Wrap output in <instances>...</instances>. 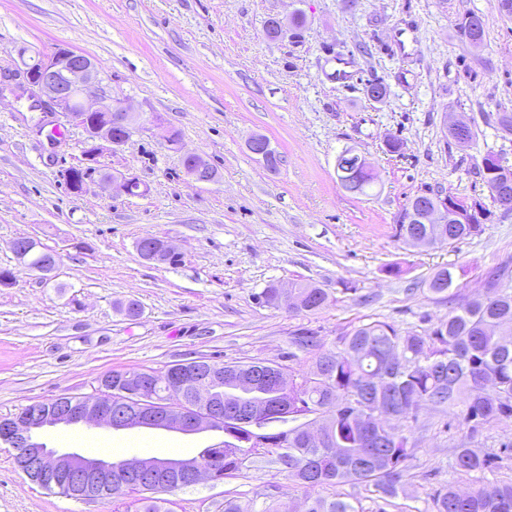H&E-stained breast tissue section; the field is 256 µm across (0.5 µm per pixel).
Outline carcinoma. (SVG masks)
<instances>
[{
	"label": "carcinoma",
	"mask_w": 512,
	"mask_h": 512,
	"mask_svg": "<svg viewBox=\"0 0 512 512\" xmlns=\"http://www.w3.org/2000/svg\"><path fill=\"white\" fill-rule=\"evenodd\" d=\"M461 28L467 37L484 40L481 19L470 15ZM336 172L344 187L364 193L375 177L364 159L352 149L342 150ZM492 200L512 198V170L491 178ZM430 231L435 243L450 244L483 232L481 224H464L454 213L448 223ZM509 268L504 265L488 278L489 294L469 300L448 311V317L419 332H401L393 325L371 321L353 326L336 342L320 351L317 337L301 331L291 340L297 350L311 356L307 371L296 370L299 382L288 387V417L296 425L273 435L270 446L251 443L244 429L234 434L224 425V445L206 454L224 461L219 477H233L249 468L256 458L279 464L306 492L302 512H364L357 500L339 493L324 497L317 490L344 485L362 486L382 501L377 512L399 496L406 484V461L416 440L402 420L429 408L438 413L456 412L468 426V440L453 449L451 468L457 475L493 474L503 459L512 455V445L493 453L469 446L484 425L512 418V289L502 283ZM453 285L452 272L444 267L427 281L428 291L446 294ZM294 306L289 313L315 314L329 299L325 289L313 282L297 283ZM145 370L113 371L103 377L112 387L126 389ZM316 426L321 438H310L308 427ZM173 487L159 484L145 492L136 486H115L107 497L117 507L138 504L136 512H170L167 500L158 497ZM432 512H512V481H487L478 489L462 492L456 483L436 488L430 494ZM224 512H283L269 502L257 511L254 503L235 496L224 498Z\"/></svg>",
	"instance_id": "obj_1"
}]
</instances>
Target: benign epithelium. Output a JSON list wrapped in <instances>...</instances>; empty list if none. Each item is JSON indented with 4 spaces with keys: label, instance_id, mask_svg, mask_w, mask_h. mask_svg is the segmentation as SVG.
<instances>
[{
    "label": "benign epithelium",
    "instance_id": "7a95c632",
    "mask_svg": "<svg viewBox=\"0 0 512 512\" xmlns=\"http://www.w3.org/2000/svg\"><path fill=\"white\" fill-rule=\"evenodd\" d=\"M22 93L32 107L49 117L65 115L83 128L82 165L94 167L108 147H119L129 139L112 137V128L133 130L134 113L99 90V72L95 61L72 48L58 47L39 59L38 66L25 71ZM187 174L195 183H210L209 165L197 157L190 161ZM119 194H130L137 178L125 174L104 177ZM475 217L485 222L490 213L481 201L443 196L421 205L419 220L424 224H443L448 212ZM288 369L276 364L265 372L251 369L222 374V365L212 362H188L182 369H170L160 377L146 376L134 388L117 392L99 383L97 393L68 404L47 409L38 403L28 412L0 419V443L11 448L14 464L27 479L54 491L67 490L73 497L96 494L105 484L122 483L131 478L151 477L165 470L178 479V485H195L203 477L214 478L217 461L194 457L165 463L151 458H129L112 462L90 458L76 452H60L41 440L40 431L57 425H92L123 430L135 427L179 431L186 434L217 429L221 421L255 431L265 425L288 419V403L269 402L259 388L272 385L288 387ZM163 386L166 405L156 407L155 389Z\"/></svg>",
    "mask_w": 512,
    "mask_h": 512
}]
</instances>
